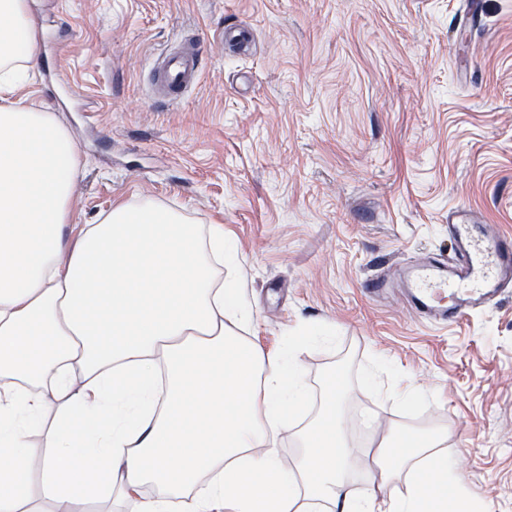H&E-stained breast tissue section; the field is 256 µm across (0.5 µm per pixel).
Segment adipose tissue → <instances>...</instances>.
Returning <instances> with one entry per match:
<instances>
[{"mask_svg": "<svg viewBox=\"0 0 512 512\" xmlns=\"http://www.w3.org/2000/svg\"><path fill=\"white\" fill-rule=\"evenodd\" d=\"M0 17V512H463L440 429L380 441L383 483L351 489L334 376L284 465L273 434L309 400L296 352L332 334L275 352L241 336L253 313L224 280L223 225L141 197L70 237L75 142L14 96L36 55L28 0Z\"/></svg>", "mask_w": 512, "mask_h": 512, "instance_id": "1", "label": "adipose tissue"}]
</instances>
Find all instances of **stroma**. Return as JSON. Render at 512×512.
Returning <instances> with one entry per match:
<instances>
[{"label": "stroma", "instance_id": "obj_1", "mask_svg": "<svg viewBox=\"0 0 512 512\" xmlns=\"http://www.w3.org/2000/svg\"><path fill=\"white\" fill-rule=\"evenodd\" d=\"M41 15L28 104L60 111L77 144L71 221L154 197L223 224L232 273L264 349L325 328L302 348L310 402L275 440L284 464L343 381L356 449L399 427L448 431L477 512H512V287L456 323L414 318L403 291L374 301L376 272L448 249L466 205L512 234V0H29ZM252 34L226 52L225 25ZM69 32L70 86L44 81L52 32ZM205 68L179 104L154 99V59L184 35ZM414 387L404 404L385 389Z\"/></svg>", "mask_w": 512, "mask_h": 512}]
</instances>
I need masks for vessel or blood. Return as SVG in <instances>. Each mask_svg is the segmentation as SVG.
I'll return each mask as SVG.
<instances>
[{
	"label": "vessel or blood",
	"instance_id": "obj_1",
	"mask_svg": "<svg viewBox=\"0 0 512 512\" xmlns=\"http://www.w3.org/2000/svg\"><path fill=\"white\" fill-rule=\"evenodd\" d=\"M201 62L194 43L164 50L154 69L153 96L180 102L198 82ZM448 237L449 256L408 261L397 283L386 276L373 277L366 284L368 296L380 298L401 285L411 308L434 323L453 322L497 304L512 285V237L463 205L448 213Z\"/></svg>",
	"mask_w": 512,
	"mask_h": 512
}]
</instances>
